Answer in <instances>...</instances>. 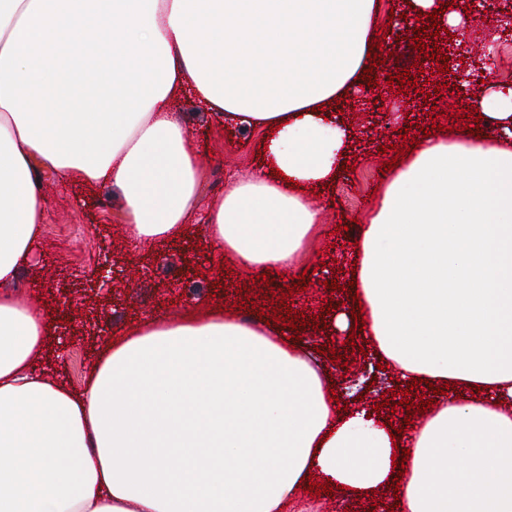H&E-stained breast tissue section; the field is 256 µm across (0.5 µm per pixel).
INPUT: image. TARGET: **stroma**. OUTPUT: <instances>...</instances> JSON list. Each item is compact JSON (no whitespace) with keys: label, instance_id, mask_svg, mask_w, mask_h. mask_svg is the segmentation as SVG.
<instances>
[{"label":"stroma","instance_id":"stroma-1","mask_svg":"<svg viewBox=\"0 0 512 512\" xmlns=\"http://www.w3.org/2000/svg\"><path fill=\"white\" fill-rule=\"evenodd\" d=\"M379 2L371 35L382 40L380 52L387 57L385 64L373 68L380 83L359 84L355 93L341 100L339 115L355 132L353 154L347 159L348 170L338 174L333 185L323 186L316 198L319 225L293 270L309 282L306 291L293 296L294 309L307 320L300 330L302 344H330L342 356V364L331 370L334 390L340 389L346 372L361 366L359 347L347 345L345 334L329 329V313L355 307L348 256L360 231L359 220L365 219L388 181L383 170L392 155L386 147H403L405 140H416L423 128L435 122L465 128L467 121L459 112L470 105L469 98L450 86L448 73L438 72L435 62L420 60L412 40L395 32L388 16L402 14L403 0ZM404 68L419 80L416 91L406 95L387 85L389 77ZM438 82L443 90L432 92V84ZM174 109L192 131L203 205L223 198L230 173L262 166L257 156L263 146L262 130L218 123L186 97L176 101ZM434 109L441 112L435 122L429 117ZM46 192L54 218L43 225L39 245L22 269L17 288L26 302L53 309L43 366L73 391L85 386L98 351L142 319L203 314L221 301L233 306L238 290L249 281L258 289L284 285L273 268L267 269L263 282L257 271L230 260L224 271H217L199 221L187 225L175 240L160 241L151 252H132L122 236L124 215L116 188L67 179L49 183ZM345 220L350 223L346 229L341 226ZM111 254L122 256L120 267H108ZM335 281L340 289H332ZM100 285L106 286L112 304L96 312L91 308L92 290ZM313 319L319 320V328L310 327Z\"/></svg>","mask_w":512,"mask_h":512}]
</instances>
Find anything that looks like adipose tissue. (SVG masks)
Here are the masks:
<instances>
[{
  "mask_svg": "<svg viewBox=\"0 0 512 512\" xmlns=\"http://www.w3.org/2000/svg\"><path fill=\"white\" fill-rule=\"evenodd\" d=\"M379 0H0V512H314L402 476L396 512H512V87L472 108L493 143L432 132L371 208L352 254L364 324L404 381L452 383L404 466L394 430L340 417L282 330L150 317L113 339L82 391L42 370L51 323L14 285L50 208L46 178L120 190L131 248L197 209L191 94L265 136L204 232L217 256L289 269L319 222L301 188L335 179Z\"/></svg>",
  "mask_w": 512,
  "mask_h": 512,
  "instance_id": "1",
  "label": "adipose tissue"
}]
</instances>
